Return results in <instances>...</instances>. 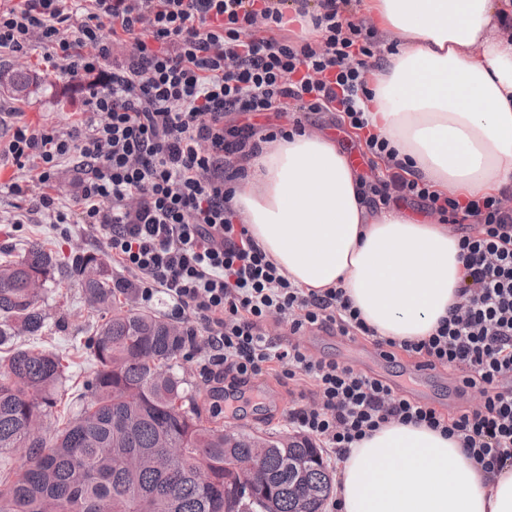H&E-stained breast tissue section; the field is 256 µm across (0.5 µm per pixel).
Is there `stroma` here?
I'll return each instance as SVG.
<instances>
[{
	"mask_svg": "<svg viewBox=\"0 0 512 512\" xmlns=\"http://www.w3.org/2000/svg\"><path fill=\"white\" fill-rule=\"evenodd\" d=\"M42 56V51L37 50L21 61L8 55L0 57L1 143L8 140L14 124L19 121L34 128L48 123L64 126L69 121L72 91L63 78L45 67ZM20 68L26 70L30 77V84L23 92L16 91L9 83L10 77ZM303 123L305 127L336 141L346 153L357 154L364 149L362 136L342 128L338 113L310 114ZM28 206V201L0 192V260L18 256L31 241L41 242L45 248L65 259L80 254L105 255L99 234L86 224L68 225L66 232L62 233L45 223L43 216L35 214L30 223L13 225L14 216L24 213ZM58 279V286L49 289L46 295V305L55 323L45 336L38 338L37 343L65 358L71 375L69 396L75 399L84 394L86 383L95 370V361L84 341L101 315L86 306L74 273H61ZM299 341L317 355L352 367L357 366L358 355H374L375 361L370 370L385 380L406 373L412 367L410 360L405 358L389 360L375 356L373 346L365 341L356 342V351L352 354L344 352L336 336L328 333L306 334L300 336ZM202 352V347H195L193 358L183 360L182 366L197 390V404L204 419L229 429L275 434L290 432L291 427L285 417L290 400L288 386L270 378L258 387L244 388L241 401L215 406L213 385L200 376L194 361L195 356Z\"/></svg>",
	"mask_w": 512,
	"mask_h": 512,
	"instance_id": "stroma-1",
	"label": "stroma"
}]
</instances>
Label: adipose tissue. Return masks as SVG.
Masks as SVG:
<instances>
[{"instance_id": "obj_1", "label": "adipose tissue", "mask_w": 512, "mask_h": 512, "mask_svg": "<svg viewBox=\"0 0 512 512\" xmlns=\"http://www.w3.org/2000/svg\"><path fill=\"white\" fill-rule=\"evenodd\" d=\"M396 52L370 71L373 130L438 193L472 199L512 186V28L500 0H367ZM231 200L291 283L343 288L379 336L430 335L464 269L447 225L370 212L335 143L307 130L247 164ZM340 512H512V467L477 468L461 443L389 425L357 443L338 475Z\"/></svg>"}]
</instances>
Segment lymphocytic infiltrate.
<instances>
[{
  "mask_svg": "<svg viewBox=\"0 0 512 512\" xmlns=\"http://www.w3.org/2000/svg\"><path fill=\"white\" fill-rule=\"evenodd\" d=\"M358 2L0 0V55L43 49L84 95L66 129L14 125L0 152L28 175L7 190L32 195L33 210L53 223L93 226L126 273L118 287L147 306L164 299L188 344L205 331L202 377L233 391L269 375L304 381L288 422L333 464L397 423L458 438L484 471L512 466V209L499 197L463 203L435 192L368 132L366 73L382 57L374 29L355 18ZM292 10L310 15L317 39L288 37ZM262 112L277 113L278 124L251 123ZM321 112L341 113L363 132L365 157L387 160L386 179L366 185L374 207L404 202L480 226L459 235L458 301L429 336H377L343 289L294 286L231 206L245 159L302 130V114ZM230 114L240 123L226 125ZM65 173L73 211L51 191ZM273 317L288 336L267 330ZM314 329L456 372L481 401L445 413L408 398L294 343Z\"/></svg>",
  "mask_w": 512,
  "mask_h": 512,
  "instance_id": "1",
  "label": "lymphocytic infiltrate"
}]
</instances>
